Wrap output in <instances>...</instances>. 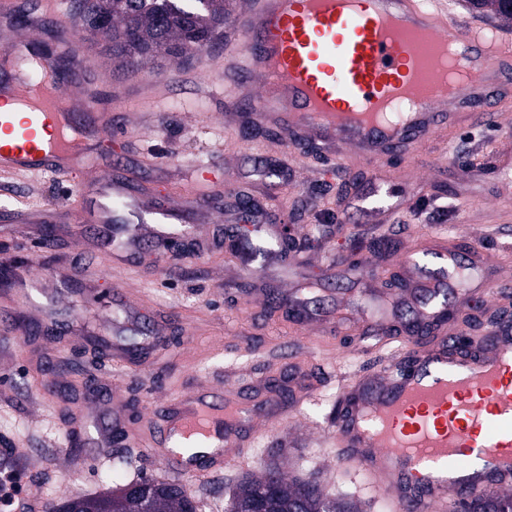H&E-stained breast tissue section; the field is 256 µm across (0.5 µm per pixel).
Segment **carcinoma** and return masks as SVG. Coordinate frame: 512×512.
Listing matches in <instances>:
<instances>
[{"instance_id": "cac0c4a2", "label": "carcinoma", "mask_w": 512, "mask_h": 512, "mask_svg": "<svg viewBox=\"0 0 512 512\" xmlns=\"http://www.w3.org/2000/svg\"><path fill=\"white\" fill-rule=\"evenodd\" d=\"M230 0H70L85 39L109 64L134 70L146 63H181L192 54L224 41V18ZM469 8L500 25L512 24V0H465ZM148 491L140 504L125 496L126 486L90 497L67 500L75 512H198V502L185 484L142 478ZM230 512H358L355 503L325 496L313 479L290 478L279 464H266L260 474L246 472L228 497ZM463 512H512V495H491L468 502Z\"/></svg>"}]
</instances>
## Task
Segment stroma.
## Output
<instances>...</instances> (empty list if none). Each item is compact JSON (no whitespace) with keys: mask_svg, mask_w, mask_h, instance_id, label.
<instances>
[{"mask_svg":"<svg viewBox=\"0 0 512 512\" xmlns=\"http://www.w3.org/2000/svg\"><path fill=\"white\" fill-rule=\"evenodd\" d=\"M224 80L220 45L180 66L127 74L89 51L69 62L64 85L97 91L75 122L119 115L115 132L91 139L97 165L85 178L129 177L125 198L110 204L120 224L151 205L180 209L174 227L188 247L164 253L146 240L118 262L97 246L102 230L93 217L105 202L95 188L0 173V261L13 274L28 271L61 326L52 338L11 333L10 323L27 317V301L0 290V436L31 449L35 474L57 502L138 476L165 477L135 441L91 442L114 411L129 430L151 404L200 383L240 389L259 411L276 382L288 413L250 437L247 463L210 482L188 480L200 512H224L226 487L271 461L289 475L316 477L328 497L388 512L369 476L337 462L321 434L336 414L337 378L377 370L391 357L384 325L428 312L427 277H447L448 253L463 252L472 238H483L492 264L473 272L462 320L484 336L495 318L512 314V180L492 165L512 151V111L489 120L472 113L440 151L388 156L387 183L378 188L356 162L326 181L320 151L290 147L270 127L227 126ZM245 196L269 223L289 227V253L272 245L247 264L230 246L226 230L253 222L240 206ZM408 251L418 262L411 270L403 266ZM336 258L360 259L368 272L336 271ZM71 269L95 273L97 297L71 291L59 276ZM127 300L141 313L135 330L122 322ZM160 318L169 342L155 346ZM134 336L148 347L140 363L97 356L100 341L125 346Z\"/></svg>","mask_w":512,"mask_h":512,"instance_id":"obj_1","label":"stroma"}]
</instances>
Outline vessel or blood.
I'll list each match as a JSON object with an SVG mask.
<instances>
[{"instance_id":"1","label":"vessel or blood","mask_w":512,"mask_h":512,"mask_svg":"<svg viewBox=\"0 0 512 512\" xmlns=\"http://www.w3.org/2000/svg\"><path fill=\"white\" fill-rule=\"evenodd\" d=\"M224 40L230 65L254 72L237 89L239 103L276 120L291 144L327 146L320 177L343 168L347 154L378 173L381 157H411L471 112L493 113L512 99L503 71L512 66V36L490 23L449 30L445 0H239ZM450 34L468 81L449 98L424 92L433 65L418 29ZM88 89H61L23 78L0 86V171H48L76 177L90 167L71 116L92 100ZM487 253L472 243L467 259L449 254L452 269L480 266ZM276 400L244 413L239 400L193 389L152 419L146 456L174 478H211L243 458V440L261 422L283 416ZM336 457L354 461L400 512H454L462 501L512 490V319L489 336L449 335L431 348L405 343L376 373L355 376L336 401ZM494 461L481 480L447 486L436 469H456L470 457ZM30 449L0 439V480L21 489L5 512H50L46 487L30 479Z\"/></svg>"}]
</instances>
